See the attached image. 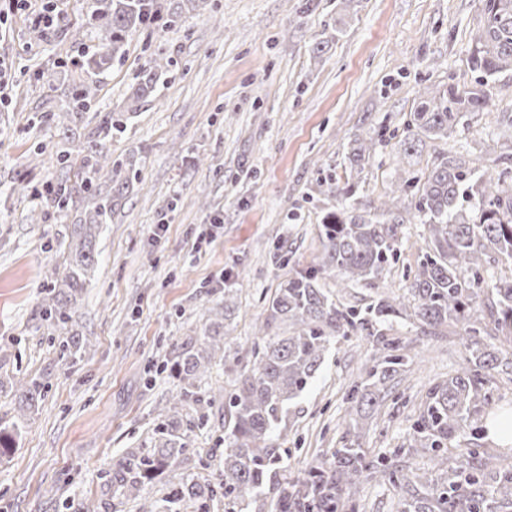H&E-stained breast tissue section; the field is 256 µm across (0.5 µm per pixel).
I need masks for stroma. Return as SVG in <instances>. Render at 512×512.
<instances>
[{"mask_svg": "<svg viewBox=\"0 0 512 512\" xmlns=\"http://www.w3.org/2000/svg\"><path fill=\"white\" fill-rule=\"evenodd\" d=\"M85 0H57L51 28L37 26L43 0L0 19V423L22 421L13 454L0 458V512H143L160 504L168 475L128 499L112 488V466L149 441L180 388L163 371L189 339L224 326V356L201 383L215 403L198 404L204 425L188 432L184 479L224 470V402L249 368L267 302L280 284L316 265L318 226L337 205L332 188L353 184L351 204L379 208L401 173L422 175L438 152L487 159L512 150V71L492 82L490 111L429 140L404 158L403 135L420 89L474 81L468 64L483 24L481 0H208L182 9L168 27L134 33L103 77L91 113L60 123L59 109L85 75L72 62L90 45ZM164 68L154 95L128 113L113 138L125 186L96 243L97 271L71 298L70 318L43 316L49 287L68 256L79 207L59 214L41 194L59 177L56 156L78 154L95 113L127 106L155 58ZM390 129L394 137L351 172L355 136ZM404 237L397 265L375 287L327 279L337 301L365 306L406 291L426 229L401 204ZM380 334L416 341L424 360L399 376L368 418L369 454L403 449L400 465L425 469L429 454L410 448L412 425L429 386L467 364L461 327L425 336L410 323ZM366 332L337 339L274 442L280 477L295 480L348 429L345 391L375 356ZM42 384L35 408L18 411L9 385Z\"/></svg>", "mask_w": 512, "mask_h": 512, "instance_id": "35a3bbf8", "label": "stroma"}]
</instances>
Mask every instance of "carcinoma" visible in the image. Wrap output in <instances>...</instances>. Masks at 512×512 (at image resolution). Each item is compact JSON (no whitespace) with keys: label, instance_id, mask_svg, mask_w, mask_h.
I'll list each match as a JSON object with an SVG mask.
<instances>
[{"label":"carcinoma","instance_id":"obj_1","mask_svg":"<svg viewBox=\"0 0 512 512\" xmlns=\"http://www.w3.org/2000/svg\"><path fill=\"white\" fill-rule=\"evenodd\" d=\"M484 23L474 36L469 57L480 79L469 87L448 84L426 90L407 124L401 145L407 156L418 152L426 139H446L468 117L489 111L490 81L512 70V0H481ZM173 22L162 14L157 0H86V25L94 31L91 51L80 68L93 80L77 86L61 107L59 120L77 119L91 108L97 78L121 58L130 36L138 29ZM162 65L145 73L136 88L135 102L147 98L159 79ZM123 113H106L90 132L77 157L61 152L65 172L46 190L53 205L64 210L79 196L91 207L84 222L72 225L66 265L51 285L45 313L55 321L69 317V295L84 288L94 273V246L99 228L112 221V192L98 188V175L116 174L122 164L112 161V137L123 133ZM385 133L353 140L347 159L350 168H362L373 158ZM495 172L479 171L461 153L442 152L431 170L420 177L399 179L392 193L411 200L427 231L425 252L415 269L404 273L408 295L384 296L365 308L345 306L326 288L325 280L339 276L350 283L375 287L387 268L399 259L404 219L396 203L383 204L382 212L340 205L322 219L324 252L319 263L289 278L268 304V315L256 336L250 369L224 397V473L214 485L179 479L162 512H180V503L207 502L220 494L224 512H242L245 497L270 487L278 496L279 512H345L355 507L365 481L387 480L403 494L398 512H512V463L488 451L482 439L484 415L492 414L496 399L489 387L492 372L501 367L499 351L485 339L493 337L489 325L512 345V277L489 276L493 264L512 263V154L495 159ZM479 185L476 204H468L467 176ZM418 322L424 336H440L456 323L469 352V366L429 387L416 421L410 447L432 452L440 471L420 473L404 469L385 456H371L360 438L368 413L391 393L389 382L411 366L414 356L399 337L381 338L382 356L364 365L363 378L352 383L345 401L359 419L349 424L339 448L311 466L294 482L278 480L280 449L272 436L288 409L320 370L331 341L351 332L370 330L395 320ZM288 326L279 333L277 329ZM224 337L205 330L203 342L190 346L172 363L182 382L171 412L155 429L150 445L125 453L112 469V487L125 497H137L156 476L176 471L180 456L189 449L187 409L202 401L201 377L224 350ZM20 409L41 397L36 378L18 380ZM467 441V448L448 466V445Z\"/></svg>","mask_w":512,"mask_h":512}]
</instances>
